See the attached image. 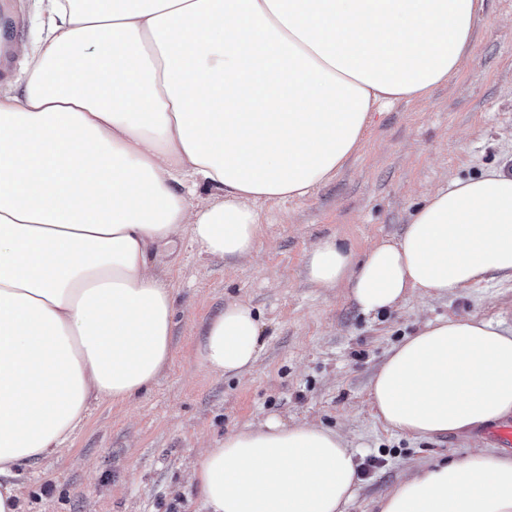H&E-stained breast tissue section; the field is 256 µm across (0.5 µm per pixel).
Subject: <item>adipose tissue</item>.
<instances>
[{"label": "adipose tissue", "mask_w": 512, "mask_h": 512, "mask_svg": "<svg viewBox=\"0 0 512 512\" xmlns=\"http://www.w3.org/2000/svg\"><path fill=\"white\" fill-rule=\"evenodd\" d=\"M485 0H37L44 31L0 84V512L21 470L62 452L91 402L124 406L173 355V287L153 254L189 240L242 261L259 206L302 198L357 151L372 113L421 100L467 57ZM205 186L210 196L191 197ZM512 275V174L426 196L362 261L334 240L306 264L366 314ZM264 347L232 298L199 366L241 377ZM369 395L389 428L458 435L512 415V330L425 321L388 352ZM204 512H347L348 440L276 416L225 434L190 467ZM379 512H512V453L418 468Z\"/></svg>", "instance_id": "1"}]
</instances>
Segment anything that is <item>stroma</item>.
I'll return each instance as SVG.
<instances>
[{"instance_id":"obj_1","label":"stroma","mask_w":512,"mask_h":512,"mask_svg":"<svg viewBox=\"0 0 512 512\" xmlns=\"http://www.w3.org/2000/svg\"><path fill=\"white\" fill-rule=\"evenodd\" d=\"M39 38L34 0H0V43ZM498 168L512 173V0H486L467 61L422 100L373 114L360 149L308 196L263 203L254 258L199 255L182 241L160 261L174 288L173 358L130 406L92 403L67 450L22 478L23 512H194L186 468L202 446L276 415L340 430L360 471L349 512L376 503L408 472L493 447L484 430L431 440L387 428L369 398L388 350L419 322L475 314L512 329V278L486 276L447 297L360 311L349 288L312 286L310 251L332 238L362 258L398 238L434 187ZM236 297L260 313L265 346L243 379L197 365L209 318Z\"/></svg>"}]
</instances>
